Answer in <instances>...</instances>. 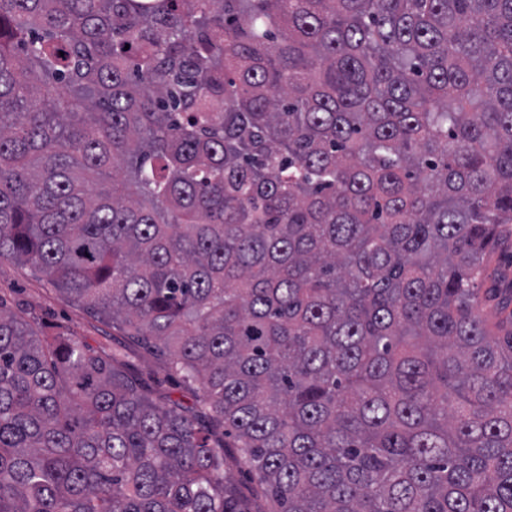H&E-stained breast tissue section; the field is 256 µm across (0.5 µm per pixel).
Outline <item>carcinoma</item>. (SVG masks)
I'll use <instances>...</instances> for the list:
<instances>
[{
    "label": "carcinoma",
    "instance_id": "obj_1",
    "mask_svg": "<svg viewBox=\"0 0 512 512\" xmlns=\"http://www.w3.org/2000/svg\"><path fill=\"white\" fill-rule=\"evenodd\" d=\"M512 0H0V512H512ZM224 427L215 438L212 425ZM500 234L503 247L488 257L486 277L480 290V312L490 325L498 322L504 314L501 313L497 301L485 291L488 288H511L512 280V224H503ZM0 295L7 310L19 319L63 327L102 354L120 353L129 371L154 389L185 403L192 401L191 393L169 376L162 359L144 346L130 343L111 322L98 320L56 293L31 266L0 261Z\"/></svg>",
    "mask_w": 512,
    "mask_h": 512
}]
</instances>
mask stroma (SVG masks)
<instances>
[{
    "label": "stroma",
    "instance_id": "35a3bbf8",
    "mask_svg": "<svg viewBox=\"0 0 512 512\" xmlns=\"http://www.w3.org/2000/svg\"><path fill=\"white\" fill-rule=\"evenodd\" d=\"M500 234L503 247L491 254L486 262L483 286L487 293L480 306L482 316L491 324L498 322L502 313L490 296V289L512 286V224L503 225ZM0 301L21 320L65 328L102 354H121L129 371L154 389L191 402V393L176 385L162 359L144 346L130 343L110 322L93 317L84 308L56 293L34 268L0 261Z\"/></svg>",
    "mask_w": 512,
    "mask_h": 512
}]
</instances>
